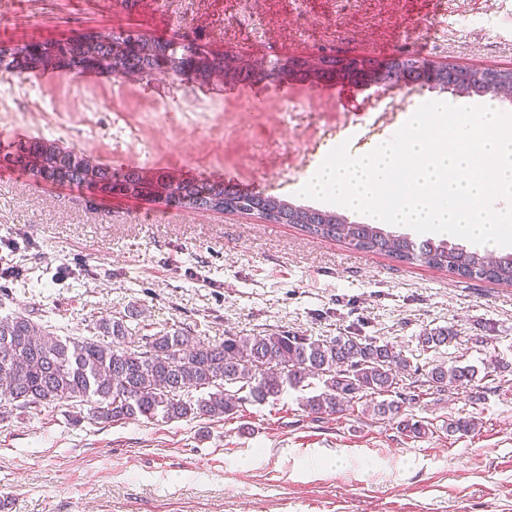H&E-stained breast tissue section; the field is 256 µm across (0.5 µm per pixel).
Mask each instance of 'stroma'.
Wrapping results in <instances>:
<instances>
[{
	"mask_svg": "<svg viewBox=\"0 0 512 512\" xmlns=\"http://www.w3.org/2000/svg\"><path fill=\"white\" fill-rule=\"evenodd\" d=\"M0 0V45L85 32L180 36L224 52L414 54L436 62L512 68V0ZM401 91L368 86L338 95L322 113L323 83L308 93L311 127L283 122L287 98L269 82L184 84L149 78L115 89L55 71L50 79L0 68V149L19 127L115 168L164 171L179 180L257 177L265 194L321 208L298 184L340 144L363 153L401 128L415 106L443 97L432 85ZM241 95L240 121L260 124L272 147L256 153L224 135V101ZM376 108L333 135L350 98ZM305 167L280 186L293 160ZM23 312L55 336L98 335L100 318H126L132 345L184 329L211 342L230 334L346 333L387 341L419 363L453 356L478 365L512 363V287L402 264L289 224L178 210L157 201L0 179V316ZM457 329V345L421 350L420 332ZM486 391H425L414 408L434 433L414 440L392 422L349 410L309 414L301 389L275 401H244L232 417L101 423L82 403L0 415V499L9 512H512V373L489 371ZM477 417L468 434L445 425Z\"/></svg>",
	"mask_w": 512,
	"mask_h": 512,
	"instance_id": "stroma-1",
	"label": "stroma"
}]
</instances>
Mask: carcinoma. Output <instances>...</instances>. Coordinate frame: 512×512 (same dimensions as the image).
Segmentation results:
<instances>
[{
    "label": "carcinoma",
    "mask_w": 512,
    "mask_h": 512,
    "mask_svg": "<svg viewBox=\"0 0 512 512\" xmlns=\"http://www.w3.org/2000/svg\"><path fill=\"white\" fill-rule=\"evenodd\" d=\"M120 34L87 33L81 39L57 42L51 49L59 67L107 74L116 79L146 78L159 61L169 62L172 75L183 72L181 58H197L196 82L255 83L267 73L254 61L227 57L195 42L172 49L168 40L142 35L139 44ZM0 66L19 74L46 68L33 50L20 41L0 45ZM280 74L289 80H330L386 87L394 84H433L468 96L496 95L512 88V69H479L448 62L435 69L412 55L352 60L319 57L298 65L283 63ZM0 160L36 180L112 190L120 184L131 197L173 198L180 209L224 212L252 211L268 224H293L314 239L343 241L369 253H379L407 264L423 263L465 279H480L512 286V253L490 256L447 241L419 242L392 234L377 224H352L335 211L294 206L282 199L248 193L222 180L201 179L171 184V176L143 167L110 168L83 159L76 149L63 151L45 137L17 144ZM98 329L112 341L50 336L29 317L0 318V396L20 408L55 402L79 401L90 405L92 417L104 422L143 417L153 420L221 418L242 407L239 393L263 403L277 399L286 388L304 387L316 379L321 391L304 398L311 414H335L362 406L394 424L410 439L432 432L425 421L405 412L419 400V386L438 392L467 389L471 398L484 394L480 369L458 360L435 359L427 365L411 359L389 342L366 336L342 335L312 339L286 331L226 336L222 342H203L189 332L159 331L145 337L144 348L126 345L130 333L120 319H101ZM453 327H435L418 336L424 351L437 352L457 341ZM412 373L421 384L402 382ZM207 390L206 395L193 392ZM382 400H377V397ZM471 418L448 420V434L474 431Z\"/></svg>",
    "instance_id": "obj_1"
}]
</instances>
